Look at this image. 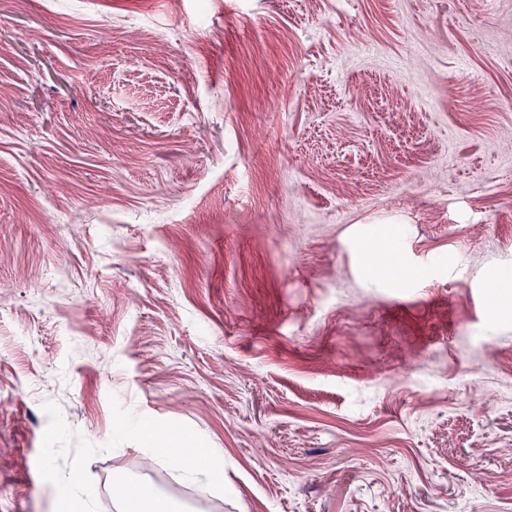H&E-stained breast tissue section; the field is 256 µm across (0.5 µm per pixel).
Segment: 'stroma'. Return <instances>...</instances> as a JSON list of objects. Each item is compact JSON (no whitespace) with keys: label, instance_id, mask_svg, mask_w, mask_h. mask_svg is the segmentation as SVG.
<instances>
[{"label":"stroma","instance_id":"stroma-1","mask_svg":"<svg viewBox=\"0 0 512 512\" xmlns=\"http://www.w3.org/2000/svg\"><path fill=\"white\" fill-rule=\"evenodd\" d=\"M0 87V512H512V0H0ZM223 456L220 448H210L207 454L199 453L195 448H188L178 461L183 472V480L194 483L204 478L215 490H221L224 484V467L218 460Z\"/></svg>","mask_w":512,"mask_h":512}]
</instances>
